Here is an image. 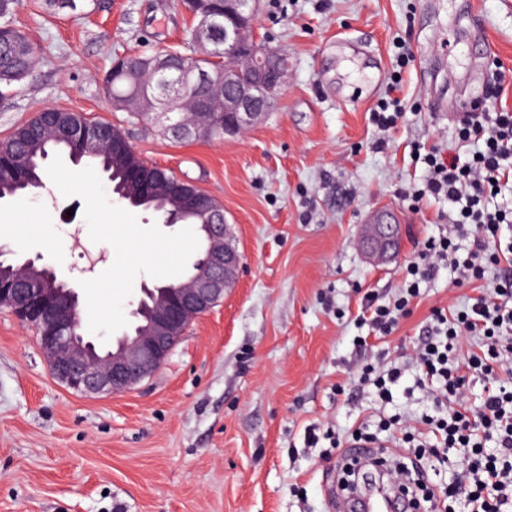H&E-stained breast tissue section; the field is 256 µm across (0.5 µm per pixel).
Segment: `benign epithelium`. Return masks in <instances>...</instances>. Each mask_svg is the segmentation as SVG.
I'll return each instance as SVG.
<instances>
[{
	"label": "benign epithelium",
	"mask_w": 512,
	"mask_h": 512,
	"mask_svg": "<svg viewBox=\"0 0 512 512\" xmlns=\"http://www.w3.org/2000/svg\"><path fill=\"white\" fill-rule=\"evenodd\" d=\"M257 0H224V13H206L194 29L198 58L214 55L224 60V71L215 77L186 63L175 65L171 56H154L153 72L171 73L172 67L193 85L187 101L176 97L169 111L158 116L171 121V113L183 118L170 126L173 134L205 137L210 131L208 113L215 102L224 105V134L245 132L270 111L286 86L288 61L280 54L262 48L256 33ZM67 135L92 148L112 145L102 130L84 124ZM144 194H156L162 180L146 167L133 172ZM181 210L202 213V225L209 244L204 257L184 288L173 292L164 286L142 292L153 297L151 310L138 306L133 314L145 316L130 337L122 338L115 349L100 356L94 343L77 338L70 331L78 307V295L58 281L51 268L36 267L29 259L20 265L16 276L0 277V307L10 308L24 323L39 331L41 347L57 379L84 393L124 392L160 369L186 326L205 315L236 282L242 258L224 224V213L212 206L209 194L202 191L179 194ZM404 225L391 212L380 207L362 225L360 244L374 264L395 258L401 250Z\"/></svg>",
	"instance_id": "benign-epithelium-1"
}]
</instances>
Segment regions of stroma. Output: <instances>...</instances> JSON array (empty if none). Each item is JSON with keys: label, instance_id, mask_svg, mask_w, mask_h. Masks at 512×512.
Segmentation results:
<instances>
[{"label": "stroma", "instance_id": "obj_1", "mask_svg": "<svg viewBox=\"0 0 512 512\" xmlns=\"http://www.w3.org/2000/svg\"><path fill=\"white\" fill-rule=\"evenodd\" d=\"M39 49L30 72L0 86V142L47 107L120 128L146 163L171 169L221 203L242 255L238 281L194 320L167 362L128 392L92 395L57 380L34 329L0 308V512H329L336 450L308 429L379 433L381 418L434 411L415 353L432 309H461L470 286L440 270L411 315L383 339L358 318L364 293L398 295L407 265L442 233L444 199L410 206L419 151L461 147L449 106L478 97L512 109V0H261L263 41L288 57L276 107L242 136L176 140L150 117L114 110L102 78L113 53L154 54L191 24L177 0H77L12 18ZM487 37L485 55L470 52ZM414 58L402 63L403 50ZM401 99L397 124L372 120ZM385 148H377L378 140ZM406 226L402 253L369 264L358 233L376 208ZM14 238L79 296L89 340L130 332L142 284L183 279L199 241L186 224L113 199L97 169L52 155L45 186L0 201ZM103 256L89 266L85 252ZM378 365L404 368L388 401L356 385L360 341Z\"/></svg>", "mask_w": 512, "mask_h": 512}]
</instances>
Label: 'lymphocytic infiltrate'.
<instances>
[{"mask_svg":"<svg viewBox=\"0 0 512 512\" xmlns=\"http://www.w3.org/2000/svg\"><path fill=\"white\" fill-rule=\"evenodd\" d=\"M460 131L462 140L483 142V149L466 157L437 150L426 155V192L459 204L457 219L446 234L424 242L407 266L409 280L394 302L364 296L361 319L376 335H391L400 319L410 315L420 282L444 265L455 269L460 283L474 285L477 295L463 309L436 310L426 320L416 355L418 381L437 383L434 402L443 413L421 418L414 426L387 422V444L408 446L409 455L385 479L405 493L420 495L425 512H442L423 461L450 452L463 470L449 484V497L461 500L465 512H512V243L497 242L503 225L512 223V210L487 207L495 189L512 184V112L473 110L464 115ZM460 238L472 241L463 258L456 245ZM492 268L500 275L491 282L486 274ZM469 335L479 337L478 348L460 354V341ZM478 376L484 379V394L474 407L466 390Z\"/></svg>","mask_w":512,"mask_h":512,"instance_id":"obj_1","label":"lymphocytic infiltrate"}]
</instances>
